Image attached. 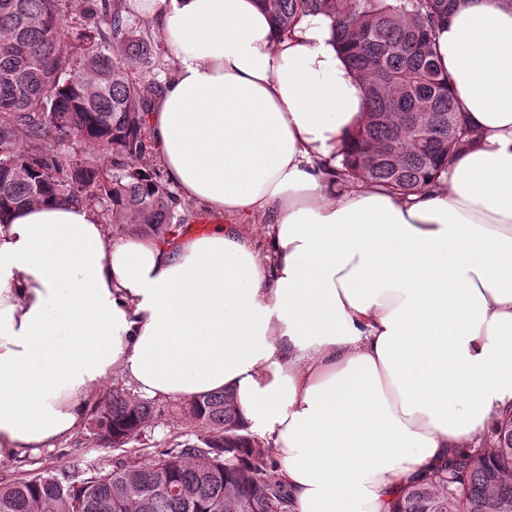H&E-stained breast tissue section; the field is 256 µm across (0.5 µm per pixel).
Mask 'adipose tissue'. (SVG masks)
Here are the masks:
<instances>
[{"mask_svg": "<svg viewBox=\"0 0 512 512\" xmlns=\"http://www.w3.org/2000/svg\"><path fill=\"white\" fill-rule=\"evenodd\" d=\"M175 67L146 122L202 235L40 203L0 225V462L74 435L104 384L233 390L294 512H389L512 410V0H458L436 52L474 134L403 197L340 181L364 81L336 21L130 0ZM265 224L256 245L242 220Z\"/></svg>", "mask_w": 512, "mask_h": 512, "instance_id": "obj_1", "label": "adipose tissue"}]
</instances>
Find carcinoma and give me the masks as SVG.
<instances>
[{
  "mask_svg": "<svg viewBox=\"0 0 512 512\" xmlns=\"http://www.w3.org/2000/svg\"><path fill=\"white\" fill-rule=\"evenodd\" d=\"M63 0H0V224L36 203L86 204L120 231L163 238L183 223L156 168L145 126L160 88L144 70L153 46L122 0H81L86 27L64 49ZM281 31L326 11L351 67L365 80L368 114L342 165L399 195L422 188L472 145L467 121L438 65L436 30L455 0H262ZM75 141L69 156L23 140ZM196 433L171 432L141 459L109 470L47 469L0 482V512H292L288 487L271 477L269 447L229 390L191 398ZM155 411L122 389L93 418L99 445L121 450ZM391 512H512V410L493 442L471 448L412 482Z\"/></svg>",
  "mask_w": 512,
  "mask_h": 512,
  "instance_id": "carcinoma-1",
  "label": "carcinoma"
}]
</instances>
